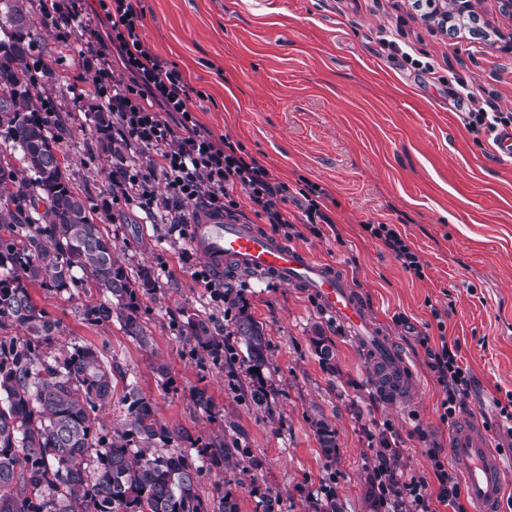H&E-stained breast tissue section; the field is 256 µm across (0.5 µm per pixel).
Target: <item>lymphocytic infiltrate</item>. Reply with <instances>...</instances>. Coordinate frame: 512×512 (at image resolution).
<instances>
[{"instance_id": "obj_1", "label": "lymphocytic infiltrate", "mask_w": 512, "mask_h": 512, "mask_svg": "<svg viewBox=\"0 0 512 512\" xmlns=\"http://www.w3.org/2000/svg\"><path fill=\"white\" fill-rule=\"evenodd\" d=\"M98 4L111 23L105 39L79 0H40V15L45 25H68V33L58 42L64 51H76L83 67L93 71L95 96L101 109L112 114V140L129 152L112 170L113 201L138 207L151 223L182 233L201 211L232 217L248 210L287 238L294 234L289 206H297L305 223H330L325 192L318 185L306 181L290 187L241 143L215 137L197 121L188 106L190 89L176 67L143 42V12L134 0H98ZM453 96L470 104L463 115L468 131L492 139L499 129L512 127V113L479 104L469 83L459 82ZM158 181L164 185L160 194L154 189ZM366 230L406 272L422 277L417 255L396 229L378 223ZM417 341L444 391L440 418L452 419L475 383L460 357V344L444 340L436 345L427 334ZM400 454L399 437L380 433L373 455V498L381 512H438L442 506L465 512L459 478L449 471L439 449L427 451L434 474L430 480L397 472L394 463Z\"/></svg>"}]
</instances>
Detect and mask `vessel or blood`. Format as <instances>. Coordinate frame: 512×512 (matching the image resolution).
<instances>
[{
  "mask_svg": "<svg viewBox=\"0 0 512 512\" xmlns=\"http://www.w3.org/2000/svg\"><path fill=\"white\" fill-rule=\"evenodd\" d=\"M192 232L196 252L212 269L271 276L313 295L357 341L373 351L378 392L393 404H403L413 385L408 363L378 336L366 305L334 266L256 225L225 216L203 217L193 224ZM448 446L472 512H499L503 492L512 485V467L502 465L486 432L469 421H459L451 430Z\"/></svg>",
  "mask_w": 512,
  "mask_h": 512,
  "instance_id": "vessel-or-blood-1",
  "label": "vessel or blood"
}]
</instances>
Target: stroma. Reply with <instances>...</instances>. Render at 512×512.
<instances>
[{
    "mask_svg": "<svg viewBox=\"0 0 512 512\" xmlns=\"http://www.w3.org/2000/svg\"><path fill=\"white\" fill-rule=\"evenodd\" d=\"M143 39L176 66L198 95L190 106L214 136L240 142L279 177L305 178L328 194L331 223L296 225L292 244L345 272L381 333L409 362L415 385L401 407L373 386L374 359L345 327L299 288L273 278L224 275L242 289L270 339L262 370L269 409L249 394L253 379L241 359L194 349L180 332L185 314L211 317L226 344L231 324L192 275L199 256L183 261L182 240L144 213L111 204L102 173L105 154L87 118L97 104L92 75L76 53L61 51L57 31L39 27L35 55L47 70L38 88L68 128L56 143L73 188L103 217L130 269L158 278L143 303L149 348L126 336L118 320L86 314L98 293L74 285L56 292L33 283V302L60 325L48 357L94 345L117 365L110 406L99 409L104 435L124 423L128 386L150 398L160 421L187 432L174 449L197 458L223 431L249 451L236 467L202 465L198 490L211 500L230 479L240 512H261L260 497L279 496L283 512H312L333 492L338 512H376L371 493L372 441L389 424L403 446L398 470L431 476L427 451L447 448L443 397L417 338L459 341L475 387L463 416L477 422L503 459L512 439L495 428L494 397L512 391V159L496 157L486 139L469 133L452 96L466 80L501 112L512 113V53L483 40L449 39L430 29L410 0H140ZM397 29L436 75L389 58L383 31ZM394 225L417 254L424 278L406 273L366 223ZM448 309L444 328L432 308ZM321 334L330 361L315 353ZM207 390L212 412L195 406ZM336 430V459H325L312 423Z\"/></svg>",
    "mask_w": 512,
    "mask_h": 512,
    "instance_id": "35a3bbf8",
    "label": "stroma"
}]
</instances>
